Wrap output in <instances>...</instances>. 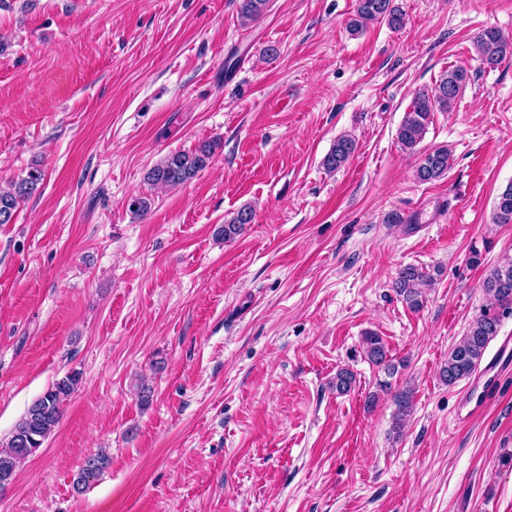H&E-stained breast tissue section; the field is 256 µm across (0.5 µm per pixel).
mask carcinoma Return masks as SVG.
<instances>
[{
	"mask_svg": "<svg viewBox=\"0 0 512 512\" xmlns=\"http://www.w3.org/2000/svg\"><path fill=\"white\" fill-rule=\"evenodd\" d=\"M268 4L269 0H238L241 20L249 22L261 18L267 12ZM382 21L394 29L403 26V13L395 5V0H357L354 17L349 21V29L359 33L368 24ZM475 50L483 63L496 65L512 50V40H507L496 28H486L477 35ZM466 77V70L457 67L441 75L435 94L424 91L416 93L410 109L405 112L397 129V140L404 149L416 150L425 138L432 112L437 108L446 111L452 107ZM219 147V142L212 141L193 149L172 151L149 170L147 179L152 185L161 187L186 184L207 168ZM354 151L355 141L343 134L336 139L331 151L325 156L323 165L327 170L335 171L347 163ZM450 166L448 149L431 148L421 154L417 176L426 182L435 180L445 176ZM44 178V169L35 166L26 175L10 181L7 186H0V224H9L14 220L21 203L38 191ZM494 211L498 222L507 224L512 221V184L496 197ZM253 219L251 209L241 208L224 221L217 229V235L232 240ZM428 279L429 276L418 268L407 266L398 273L393 288L409 308L417 310L423 305V287L428 284ZM481 288L492 304L474 317L465 335L448 352V360L441 368L440 375L450 386L474 374L488 345L498 336L502 318L512 314V256L503 258L483 279ZM362 352L386 376L385 380L378 382L379 391L368 396L367 405L371 406L378 399L379 393L391 391L390 378L396 376L399 369L404 367V361L393 359L382 338L373 332H368L363 337ZM79 381L77 372L56 380L28 408L15 426L6 448L0 451V480L13 479L21 463L32 456L54 431L61 418L63 403L74 392ZM354 383V373L348 368H341L336 372L331 387L341 395L350 392ZM393 400L397 411L392 430L399 437L403 434L410 413L411 389L393 393ZM107 464L108 458L102 452L87 456L79 470L76 485L86 484Z\"/></svg>",
	"mask_w": 512,
	"mask_h": 512,
	"instance_id": "cac0c4a2",
	"label": "carcinoma"
}]
</instances>
